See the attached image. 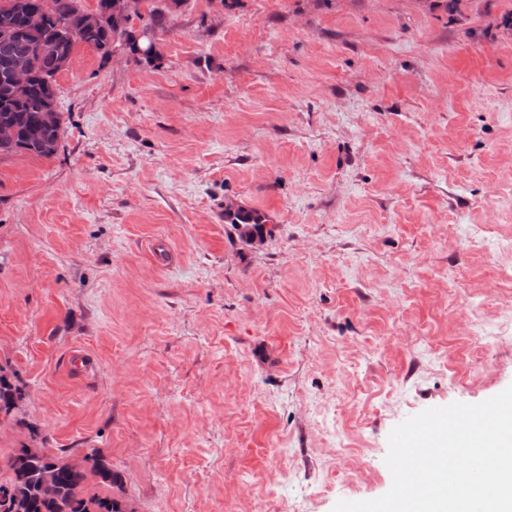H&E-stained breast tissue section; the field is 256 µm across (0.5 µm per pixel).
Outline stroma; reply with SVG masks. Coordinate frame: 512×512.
Wrapping results in <instances>:
<instances>
[{"mask_svg": "<svg viewBox=\"0 0 512 512\" xmlns=\"http://www.w3.org/2000/svg\"><path fill=\"white\" fill-rule=\"evenodd\" d=\"M170 18L149 64L76 47L56 154L0 158V480L97 450L133 512L380 497L395 425L512 385V0Z\"/></svg>", "mask_w": 512, "mask_h": 512, "instance_id": "1", "label": "stroma"}]
</instances>
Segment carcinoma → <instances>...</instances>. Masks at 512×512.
I'll return each instance as SVG.
<instances>
[{
    "mask_svg": "<svg viewBox=\"0 0 512 512\" xmlns=\"http://www.w3.org/2000/svg\"><path fill=\"white\" fill-rule=\"evenodd\" d=\"M108 2L97 0L101 22L96 29L89 30L83 26L85 10L80 0H0V23L7 20L16 30L12 38L0 40V124H10L17 132L14 143L0 144V156L21 152L50 158L57 152L62 123H42L45 107L56 97V90L41 79L42 72L55 70V63L41 58L38 47L47 34L56 33L63 56L74 53L79 44L105 54L113 38L129 36L133 31L132 19L109 13ZM145 2L148 24L156 33L164 34L170 29L171 8L179 7L185 0H164L162 6L158 5L159 0ZM18 57L33 62L35 67L32 89L24 97H16L9 90L10 66ZM37 124L42 125L41 135L34 139L30 129ZM18 396V385L0 374V412L7 414L15 408ZM84 461L98 472L100 483L116 488L117 492L104 497L89 496L85 492L84 471L72 466L68 458L38 448H20L7 462L11 476L0 481V512H126L121 482L104 457L94 451ZM45 480L55 484L56 493L51 498L41 494L40 484ZM18 485L26 487L25 499L17 502L5 497V487Z\"/></svg>",
    "mask_w": 512,
    "mask_h": 512,
    "instance_id": "carcinoma-1",
    "label": "carcinoma"
}]
</instances>
